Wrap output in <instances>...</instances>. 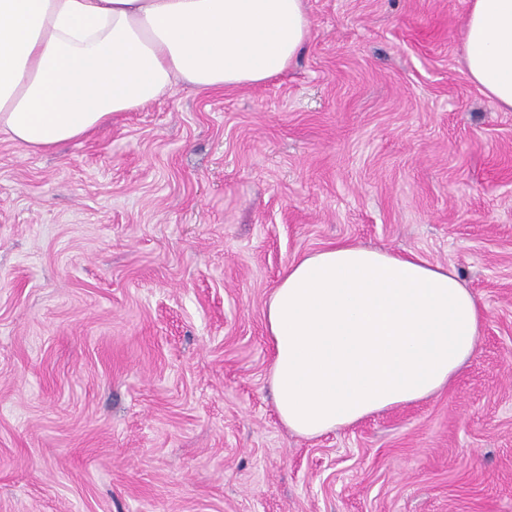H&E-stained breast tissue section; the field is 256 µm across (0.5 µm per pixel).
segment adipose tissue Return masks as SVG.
I'll return each instance as SVG.
<instances>
[{"mask_svg":"<svg viewBox=\"0 0 512 512\" xmlns=\"http://www.w3.org/2000/svg\"><path fill=\"white\" fill-rule=\"evenodd\" d=\"M310 35L305 0H0V134L72 142L181 81L257 86ZM471 81L512 112V0H470ZM483 308L413 252L338 242L288 266L267 301L282 422L312 438L440 391L470 361Z\"/></svg>","mask_w":512,"mask_h":512,"instance_id":"ef3b65f1","label":"adipose tissue"}]
</instances>
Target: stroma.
<instances>
[{"label": "stroma", "instance_id": "obj_1", "mask_svg": "<svg viewBox=\"0 0 512 512\" xmlns=\"http://www.w3.org/2000/svg\"><path fill=\"white\" fill-rule=\"evenodd\" d=\"M306 7L266 84L0 134V512H512V112L468 0ZM341 241L454 268L485 321L447 388L304 438L265 304Z\"/></svg>", "mask_w": 512, "mask_h": 512}]
</instances>
